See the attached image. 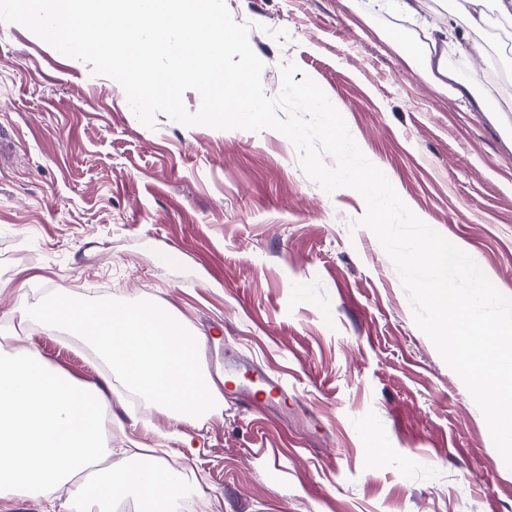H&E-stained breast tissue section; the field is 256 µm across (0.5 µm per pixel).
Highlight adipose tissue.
I'll return each instance as SVG.
<instances>
[{
	"instance_id": "adipose-tissue-1",
	"label": "adipose tissue",
	"mask_w": 512,
	"mask_h": 512,
	"mask_svg": "<svg viewBox=\"0 0 512 512\" xmlns=\"http://www.w3.org/2000/svg\"><path fill=\"white\" fill-rule=\"evenodd\" d=\"M485 24L483 11L463 8L449 14L447 26L425 34L422 66L462 101L473 88L447 67L448 49L487 57L476 38ZM106 407L97 386L71 382L35 355L0 364V500L35 496L50 504L65 488L76 512H113L129 494L138 512H184L178 471L161 459H143L137 448L113 460L112 449L103 445ZM94 462L99 468L93 483L79 482L78 474Z\"/></svg>"
}]
</instances>
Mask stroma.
Returning <instances> with one entry per match:
<instances>
[{
	"label": "stroma",
	"instance_id": "1",
	"mask_svg": "<svg viewBox=\"0 0 512 512\" xmlns=\"http://www.w3.org/2000/svg\"><path fill=\"white\" fill-rule=\"evenodd\" d=\"M264 62L296 64L335 103L407 206L512 296V45L489 36L462 103L396 51L424 53L368 0H226ZM1 352L104 393L111 448H163L197 512H512V470L461 379L414 322L395 266L273 129L139 122L123 88L0 21ZM173 252L177 261H165ZM72 296L149 299L203 337L224 403L174 423L91 347L26 313ZM262 368L282 386L253 396Z\"/></svg>",
	"mask_w": 512,
	"mask_h": 512
}]
</instances>
